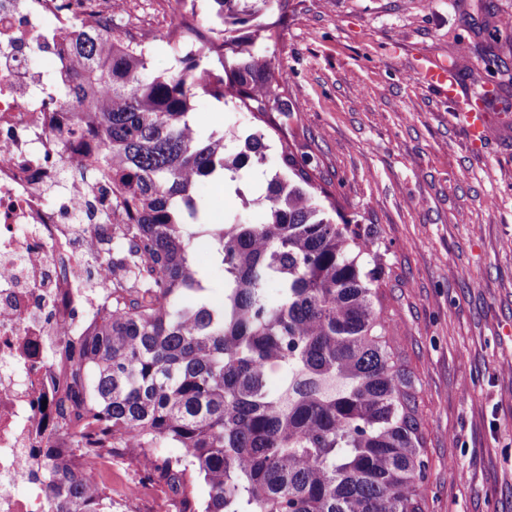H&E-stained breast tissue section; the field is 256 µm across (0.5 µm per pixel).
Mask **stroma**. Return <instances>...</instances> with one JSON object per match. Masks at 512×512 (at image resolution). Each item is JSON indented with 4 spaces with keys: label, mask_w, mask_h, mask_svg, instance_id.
<instances>
[{
    "label": "stroma",
    "mask_w": 512,
    "mask_h": 512,
    "mask_svg": "<svg viewBox=\"0 0 512 512\" xmlns=\"http://www.w3.org/2000/svg\"><path fill=\"white\" fill-rule=\"evenodd\" d=\"M289 0L267 13L257 49L274 55L301 116L270 137L247 177L264 193L284 140L300 145L337 217L386 249L385 307L421 388L430 461L428 512H512V0ZM153 30L151 73L171 65L172 19L155 0H126L112 23ZM453 69L461 100L428 84ZM480 107L493 129L471 139L459 111ZM203 133L257 129L243 108L199 96ZM112 458V512H171L159 486L127 501L137 467Z\"/></svg>",
    "instance_id": "stroma-1"
}]
</instances>
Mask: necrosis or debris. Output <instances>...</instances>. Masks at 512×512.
<instances>
[{"label":"necrosis or debris","instance_id":"1","mask_svg":"<svg viewBox=\"0 0 512 512\" xmlns=\"http://www.w3.org/2000/svg\"><path fill=\"white\" fill-rule=\"evenodd\" d=\"M118 10L116 0H0V512H47L39 450L73 387L56 341L92 332L119 274L102 250L85 276L76 242L111 241L99 209L112 185L80 161L71 117L33 56L70 64L63 27L105 30Z\"/></svg>","mask_w":512,"mask_h":512}]
</instances>
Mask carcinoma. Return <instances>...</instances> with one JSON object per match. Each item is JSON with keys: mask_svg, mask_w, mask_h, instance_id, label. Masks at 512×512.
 Returning a JSON list of instances; mask_svg holds the SVG:
<instances>
[{"mask_svg": "<svg viewBox=\"0 0 512 512\" xmlns=\"http://www.w3.org/2000/svg\"><path fill=\"white\" fill-rule=\"evenodd\" d=\"M211 2L193 29L196 52L182 54L188 36L171 31L173 64L159 75L147 74L150 50L115 28L62 31L76 67L58 71L57 97L93 146L89 166L112 182V211L123 215L113 288L135 298L117 295L91 335L62 339L85 422L77 433L58 428L80 458L43 449L48 512H101L97 460L120 448L147 464L174 512H426L420 389L382 302L378 242L328 216L286 148L262 197L264 222L216 223L198 194L264 164L268 138L203 134L199 95L230 96L274 131L273 114L296 111L272 58L241 34L288 0ZM228 137L239 142L232 152ZM203 239L223 274L219 299L195 262Z\"/></svg>", "mask_w": 512, "mask_h": 512, "instance_id": "obj_1", "label": "carcinoma"}]
</instances>
